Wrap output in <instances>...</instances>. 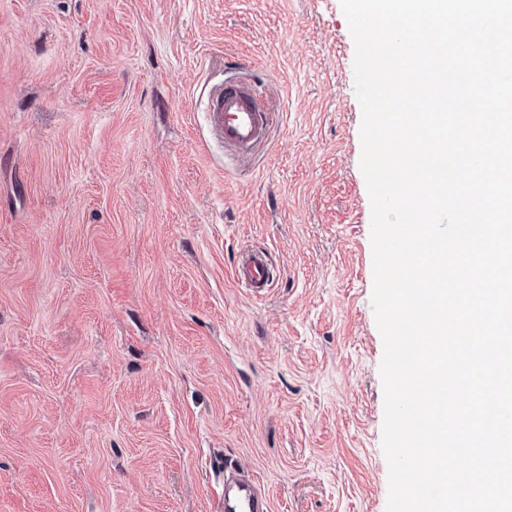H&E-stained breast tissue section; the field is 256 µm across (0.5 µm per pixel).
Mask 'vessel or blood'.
Listing matches in <instances>:
<instances>
[{
  "instance_id": "b4317fda",
  "label": "vessel or blood",
  "mask_w": 512,
  "mask_h": 512,
  "mask_svg": "<svg viewBox=\"0 0 512 512\" xmlns=\"http://www.w3.org/2000/svg\"><path fill=\"white\" fill-rule=\"evenodd\" d=\"M207 119L212 136L225 151L245 156L266 140L271 114L258 106L250 83L237 81L210 89ZM273 272L269 254L260 249L241 250L234 266L238 285L255 296L271 288ZM224 512H269L267 498L253 476L225 470Z\"/></svg>"
}]
</instances>
